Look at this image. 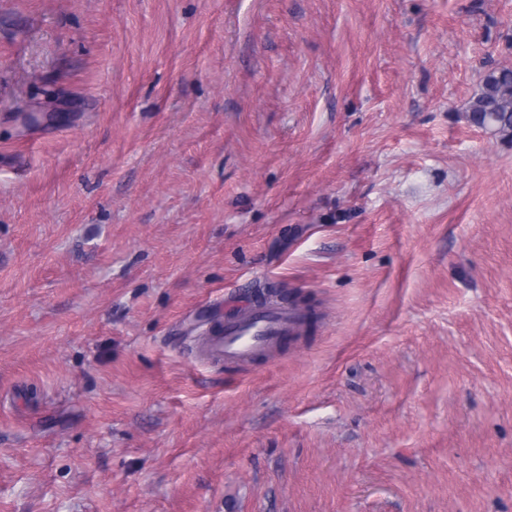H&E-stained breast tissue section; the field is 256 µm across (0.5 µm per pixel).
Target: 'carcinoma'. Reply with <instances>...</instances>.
I'll return each mask as SVG.
<instances>
[{
    "instance_id": "obj_1",
    "label": "carcinoma",
    "mask_w": 512,
    "mask_h": 512,
    "mask_svg": "<svg viewBox=\"0 0 512 512\" xmlns=\"http://www.w3.org/2000/svg\"><path fill=\"white\" fill-rule=\"evenodd\" d=\"M468 121L512 137V67L488 70L467 110Z\"/></svg>"
}]
</instances>
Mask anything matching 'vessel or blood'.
I'll list each match as a JSON object with an SVG mask.
<instances>
[{
    "label": "vessel or blood",
    "mask_w": 512,
    "mask_h": 512,
    "mask_svg": "<svg viewBox=\"0 0 512 512\" xmlns=\"http://www.w3.org/2000/svg\"><path fill=\"white\" fill-rule=\"evenodd\" d=\"M302 327L300 309L267 305L244 311L240 318L225 322L217 330L204 353L216 362L244 363L273 351L286 336Z\"/></svg>",
    "instance_id": "vessel-or-blood-1"
}]
</instances>
